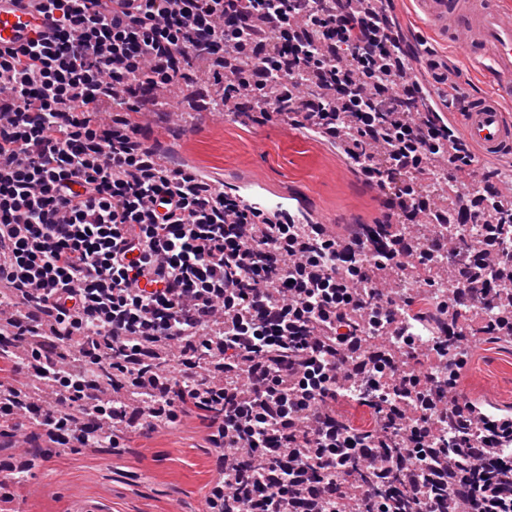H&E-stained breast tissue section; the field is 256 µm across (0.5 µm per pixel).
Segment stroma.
Masks as SVG:
<instances>
[{
  "mask_svg": "<svg viewBox=\"0 0 512 512\" xmlns=\"http://www.w3.org/2000/svg\"><path fill=\"white\" fill-rule=\"evenodd\" d=\"M395 18L406 41L417 49L413 70L434 94L454 70L459 91L479 96L496 92L490 72L470 60L455 43L441 37L418 13L413 0H395ZM150 139L187 158L235 195L242 183L262 186L264 209L280 206L295 213L305 202L326 224L364 223L380 218L378 190L356 172L334 143L320 140L272 116L243 125L219 113H188L182 126L152 121ZM474 349L467 386L480 398L512 407V344L488 336H470ZM205 412L174 429L150 437L127 435L121 453L101 448H72L52 456L25 475V490L12 512H71L73 497L101 503L106 512H201L219 467V453L207 440Z\"/></svg>",
  "mask_w": 512,
  "mask_h": 512,
  "instance_id": "obj_1",
  "label": "stroma"
}]
</instances>
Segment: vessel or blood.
<instances>
[{"label":"vessel or blood","instance_id":"b4317fda","mask_svg":"<svg viewBox=\"0 0 512 512\" xmlns=\"http://www.w3.org/2000/svg\"><path fill=\"white\" fill-rule=\"evenodd\" d=\"M422 14L440 31L463 33L467 55L487 60L500 76L496 94L466 97L459 115L465 142L490 161L512 152V116L501 104L512 97V11L491 7L487 0H417ZM50 22L37 0H0V50H13L48 31Z\"/></svg>","mask_w":512,"mask_h":512}]
</instances>
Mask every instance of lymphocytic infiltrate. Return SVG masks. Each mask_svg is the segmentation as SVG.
Returning <instances> with one entry per match:
<instances>
[{"instance_id":"lymphocytic-infiltrate-1","label":"lymphocytic infiltrate","mask_w":512,"mask_h":512,"mask_svg":"<svg viewBox=\"0 0 512 512\" xmlns=\"http://www.w3.org/2000/svg\"><path fill=\"white\" fill-rule=\"evenodd\" d=\"M50 35L0 52V345L21 346L0 378V433L38 428L55 453L118 446L115 426L150 435L205 402L223 467L209 512H397L351 461L397 471L419 512H512V411L461 387L473 315L499 283L468 281L469 301L435 304L462 343L432 342L447 381L420 369L415 296L364 288L368 244L324 224L242 206L222 182L148 143L132 116L162 94L193 95V60L238 99L277 112L305 79L296 126L359 135L352 152L396 223L481 221L469 260L512 268V217L467 145L413 115L401 31L383 0H40ZM456 186L452 210L424 190ZM379 351L375 426L336 404L360 387L354 349ZM398 446L382 447L383 435ZM254 452L242 467L240 449Z\"/></svg>"}]
</instances>
